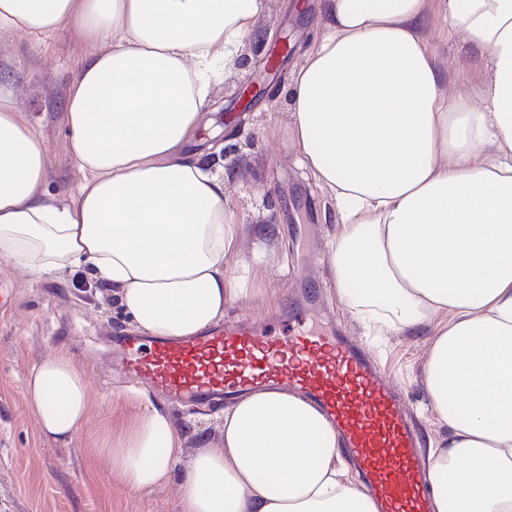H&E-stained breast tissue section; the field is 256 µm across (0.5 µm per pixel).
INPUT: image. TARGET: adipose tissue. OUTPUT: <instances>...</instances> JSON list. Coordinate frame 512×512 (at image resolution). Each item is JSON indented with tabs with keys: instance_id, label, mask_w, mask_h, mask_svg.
Instances as JSON below:
<instances>
[{
	"instance_id": "obj_1",
	"label": "adipose tissue",
	"mask_w": 512,
	"mask_h": 512,
	"mask_svg": "<svg viewBox=\"0 0 512 512\" xmlns=\"http://www.w3.org/2000/svg\"><path fill=\"white\" fill-rule=\"evenodd\" d=\"M435 4L483 64L453 96L424 27ZM262 9L0 0V31L75 26L95 46L64 105L84 174L68 204L46 192L44 143L0 77V258L32 280L85 270L143 336L222 323L247 234L227 186L242 174L211 170L189 145L212 123V71L233 73ZM291 115L336 209L340 300L375 335L427 336L435 512H512V0H321ZM25 400L39 435L82 436L116 487L177 482L180 512H375L321 410L277 387L186 434L146 391L96 397L86 367L60 353L31 368Z\"/></svg>"
}]
</instances>
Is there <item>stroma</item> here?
I'll use <instances>...</instances> for the list:
<instances>
[{
	"instance_id": "stroma-1",
	"label": "stroma",
	"mask_w": 512,
	"mask_h": 512,
	"mask_svg": "<svg viewBox=\"0 0 512 512\" xmlns=\"http://www.w3.org/2000/svg\"><path fill=\"white\" fill-rule=\"evenodd\" d=\"M318 3L306 0L301 11L295 0H264L236 72L211 88L223 144L211 160L215 168L243 173V180L228 188V208L252 230L239 267L228 275L229 287L246 289L247 296L228 306L225 317L281 318L301 298L316 301L311 321L355 337L375 355L416 412L418 429L433 437L437 427L425 409L421 384L424 339L375 341L339 299L327 248L334 207L301 167V150L290 131L289 84L316 29ZM287 29L296 37V50L276 76H267L265 54ZM426 29L431 48L448 67L449 88L474 77L478 52L449 30L447 18L430 12ZM91 50L76 30L0 32V72L10 76L21 112L45 142L46 188L63 202L75 196L84 179L65 149L63 105ZM248 85L259 89L249 111L225 120L223 108L233 106L240 88ZM0 286L11 295L0 307V512H179L171 486L128 497L116 494L107 468L96 464L80 441L63 445L39 436L25 405L30 368L60 348L91 363L96 395L129 388L110 343L113 336L133 333L118 306L98 299L96 284L79 272L31 281L0 264Z\"/></svg>"
}]
</instances>
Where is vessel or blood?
Returning <instances> with one entry per match:
<instances>
[{
	"instance_id": "obj_1",
	"label": "vessel or blood",
	"mask_w": 512,
	"mask_h": 512,
	"mask_svg": "<svg viewBox=\"0 0 512 512\" xmlns=\"http://www.w3.org/2000/svg\"><path fill=\"white\" fill-rule=\"evenodd\" d=\"M114 344L135 384L176 402H231L267 385L304 393L335 423L379 512H431L417 430L379 364L349 337L303 327L281 336L244 317L184 339Z\"/></svg>"
}]
</instances>
